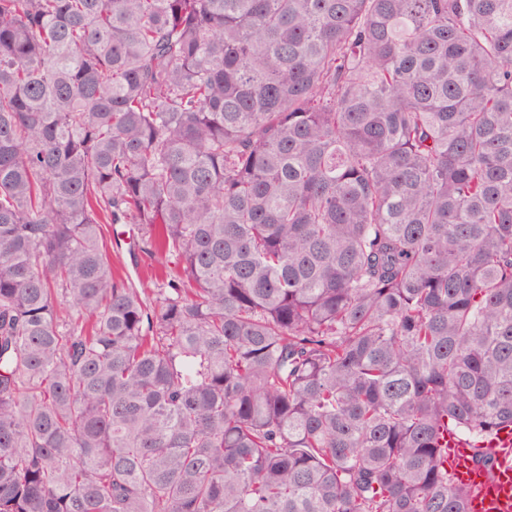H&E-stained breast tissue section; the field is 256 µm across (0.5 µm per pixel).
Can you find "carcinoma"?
<instances>
[{"label": "carcinoma", "mask_w": 512, "mask_h": 512, "mask_svg": "<svg viewBox=\"0 0 512 512\" xmlns=\"http://www.w3.org/2000/svg\"><path fill=\"white\" fill-rule=\"evenodd\" d=\"M504 427L512 0H0V512H469ZM108 226H103L107 238V246L112 256V269L118 276L124 277L131 274L140 281V288H150L153 293L157 288H162L165 281L162 275L167 273L168 278L177 271L174 259L166 253H155L147 255L140 249V235L137 233L135 224H112L118 232H125L119 235L120 244L117 247L113 240L112 247L110 237L106 231Z\"/></svg>", "instance_id": "carcinoma-1"}]
</instances>
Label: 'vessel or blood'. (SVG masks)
Listing matches in <instances>:
<instances>
[{"label": "vessel or blood", "mask_w": 512, "mask_h": 512, "mask_svg": "<svg viewBox=\"0 0 512 512\" xmlns=\"http://www.w3.org/2000/svg\"><path fill=\"white\" fill-rule=\"evenodd\" d=\"M493 444L499 460L494 470L473 463V451L457 435L448 437V474L469 489L471 512H512V429L498 432Z\"/></svg>", "instance_id": "vessel-or-blood-1"}]
</instances>
